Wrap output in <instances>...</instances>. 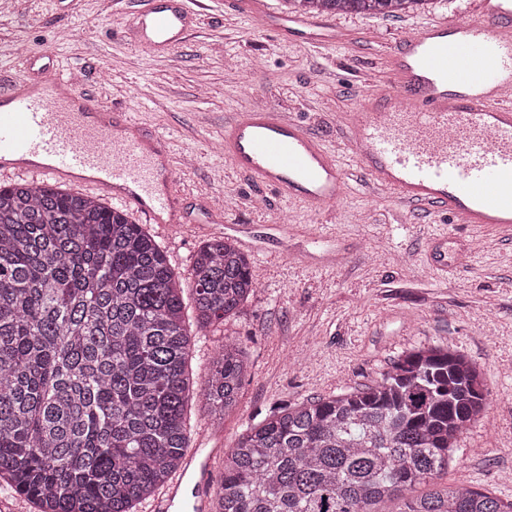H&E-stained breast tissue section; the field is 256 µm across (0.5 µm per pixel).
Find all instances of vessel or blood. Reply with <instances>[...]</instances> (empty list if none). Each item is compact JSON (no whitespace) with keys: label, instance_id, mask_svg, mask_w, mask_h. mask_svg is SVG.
<instances>
[{"label":"vessel or blood","instance_id":"1","mask_svg":"<svg viewBox=\"0 0 512 512\" xmlns=\"http://www.w3.org/2000/svg\"><path fill=\"white\" fill-rule=\"evenodd\" d=\"M188 2L139 0L130 41L168 52L196 23ZM473 12L418 28L389 55L383 90L366 94L342 124L360 167L400 203L511 232L512 6L474 0ZM263 27L316 46L335 39L330 25L297 17H268ZM24 62V75L0 85V175L75 181L88 194L121 197L149 222L180 223L176 198L154 188L177 168L161 139L144 137L128 115L91 111L83 84L63 73L53 50ZM220 144L237 171L315 215L347 194L335 154L285 113L256 106L236 114ZM186 462L153 512H179L190 479L193 512H209L212 458L194 448Z\"/></svg>","mask_w":512,"mask_h":512}]
</instances>
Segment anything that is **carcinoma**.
Segmentation results:
<instances>
[{"mask_svg":"<svg viewBox=\"0 0 512 512\" xmlns=\"http://www.w3.org/2000/svg\"><path fill=\"white\" fill-rule=\"evenodd\" d=\"M292 13L396 16L433 0H283ZM224 323L257 286L230 238L197 251L186 276L127 211L45 181L0 185V487L37 512H138L183 469L187 408L237 406L244 350L223 342L189 375L192 334ZM486 406L456 351L412 350L372 386L285 406L226 453L217 512H512L448 486Z\"/></svg>","mask_w":512,"mask_h":512,"instance_id":"obj_1","label":"carcinoma"}]
</instances>
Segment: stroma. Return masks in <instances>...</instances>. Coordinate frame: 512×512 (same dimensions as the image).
<instances>
[{"instance_id": "obj_1", "label": "stroma", "mask_w": 512, "mask_h": 512, "mask_svg": "<svg viewBox=\"0 0 512 512\" xmlns=\"http://www.w3.org/2000/svg\"><path fill=\"white\" fill-rule=\"evenodd\" d=\"M137 7L14 0L0 12V81L22 73L18 47L52 48L61 68L84 67L93 105L131 113L142 133L162 135L173 158L192 157L170 185L186 223L132 215L175 271L186 272L226 225L249 227L240 249L258 286L224 325L196 337L189 370L203 381L224 339L243 347L249 367L223 423L202 404L189 408L191 445L233 448L279 407L371 385L411 350L447 348L481 373L488 408L433 485L512 500V235L490 236L383 197L338 129L366 90L381 89L385 61L405 37L464 17L472 0H436L395 17L330 14L341 41L324 48L259 30L224 0H194L195 28L161 56L136 50L126 36ZM258 105L293 114L337 151L349 185L330 221L273 193L266 208L254 207V183L225 161V123Z\"/></svg>"}]
</instances>
